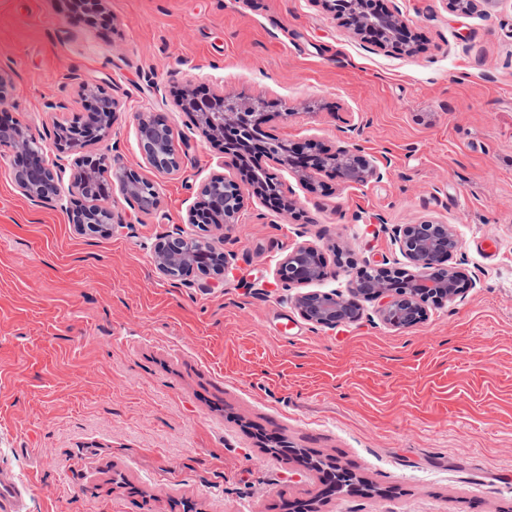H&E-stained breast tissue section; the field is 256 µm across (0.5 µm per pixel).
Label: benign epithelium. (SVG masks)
Here are the masks:
<instances>
[{"label":"benign epithelium","instance_id":"7a95c632","mask_svg":"<svg viewBox=\"0 0 512 512\" xmlns=\"http://www.w3.org/2000/svg\"><path fill=\"white\" fill-rule=\"evenodd\" d=\"M336 16L346 19L352 33L361 40L381 50H401L403 44L414 43L409 36L410 28L405 20L388 7L379 8L380 0H372L375 17H363L358 13H347V0H324ZM13 89V71L6 64H0V144L11 148L10 164L13 169L15 186L24 197L32 201L61 199V170L51 168L44 159L46 146L30 136L25 129L12 119H5L4 106ZM87 119L61 131L55 142V151L73 157L71 191L84 194L87 183L92 179L104 180L105 173L112 171V178L119 184L121 192L139 205L149 203L158 206V196L144 198L141 194L140 175L124 166H108L103 154L82 155L80 151L91 143L103 141L112 127V121L99 125L100 117L112 115L117 102L112 95L101 90L91 97L88 87L82 86ZM185 112L197 115L204 133L211 140L224 144V155L237 164L234 156L248 150L255 154L268 155V143L259 133L262 117L254 112L224 114L217 107L225 104L224 96L215 95L199 98L190 91L182 93L177 101ZM170 126L165 117L158 113H145L138 121V138L145 161L158 173L169 174L180 168L181 158L172 154L169 159L160 155L169 151L166 138ZM283 153L275 159L287 167L299 179L307 181L312 173L327 167L336 172L347 183H363L372 179L380 180L383 173L379 165L367 158L357 144L339 145L333 151H323L311 142L289 145L282 143ZM221 179L237 199V207L230 209L226 197L210 193L211 182ZM200 194L203 204L189 211L187 223L198 224L200 217L208 215L224 219L222 228L228 231L238 223L239 213L250 201H266V190L257 178L238 182L222 174H216L205 182ZM100 212L108 217L103 224L83 223L82 211L71 213L72 223L78 230L89 236L110 235L115 226V215L111 208L100 206ZM393 238L404 258V267L391 268L385 264L366 263L356 276L349 281L347 293L332 290L298 292L290 297L300 314L309 322L326 328L358 319L364 304H376L375 312L386 325L405 329L420 323L427 315L428 305L442 306L462 296L475 283L467 279L452 260L460 249V242L453 225L434 220L419 224H398L393 228ZM221 264L210 268L198 266V239L175 232L159 239L154 246V263L157 270L170 280H178L193 270L204 275H221L226 268L224 252L209 246ZM328 277V261L317 246L302 242L289 249L275 269V279L283 288L300 289L303 286L321 282Z\"/></svg>","mask_w":512,"mask_h":512}]
</instances>
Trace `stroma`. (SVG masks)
<instances>
[{"mask_svg":"<svg viewBox=\"0 0 512 512\" xmlns=\"http://www.w3.org/2000/svg\"><path fill=\"white\" fill-rule=\"evenodd\" d=\"M385 2L419 52L371 47L321 0H108L105 29L69 0H0L8 113L50 145L83 85L104 88L119 107L97 152L159 195L144 212L110 184L117 226L88 236L70 194L17 191L0 145V469L31 478L26 512H512V0ZM185 87L262 100L281 140L354 141L384 176L306 183L265 157L302 219L254 200L232 230L199 229L202 184L240 170L175 105ZM146 112L179 170L143 159ZM429 218L454 225L475 286L410 328L370 305L315 325L275 279L301 242L395 261L393 227ZM178 228L224 251L225 276L158 273L153 246ZM312 459L354 489L323 494Z\"/></svg>","mask_w":512,"mask_h":512,"instance_id":"35a3bbf8","label":"stroma"}]
</instances>
